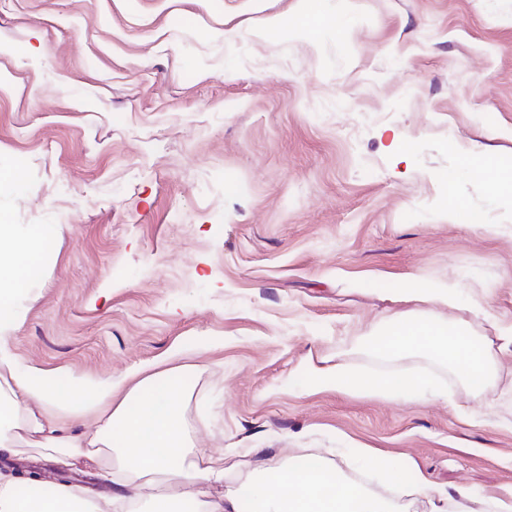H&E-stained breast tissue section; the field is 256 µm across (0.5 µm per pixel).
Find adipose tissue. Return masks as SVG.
Returning a JSON list of instances; mask_svg holds the SVG:
<instances>
[{
  "label": "adipose tissue",
  "instance_id": "adipose-tissue-1",
  "mask_svg": "<svg viewBox=\"0 0 512 512\" xmlns=\"http://www.w3.org/2000/svg\"><path fill=\"white\" fill-rule=\"evenodd\" d=\"M53 225L18 231L0 215V451L23 448L62 451L67 464L90 461L105 469L117 486L112 498L94 501L64 487L53 496L21 497L16 485L0 479V512H135L143 489H152V512H177L188 502L194 512H391L389 502L354 482L322 457H298L285 466L257 465L247 496L225 494L209 499L207 488L223 482V455L198 457L186 447L181 400L185 387L172 371L142 377L121 401H114L117 382L109 378L48 374L36 367L19 368L3 332L13 316L18 290L34 279L51 251ZM497 349L473 342L461 327L443 325L438 313L427 319H400L372 341L374 352L397 356L418 350L446 357L460 379L479 390L494 378L492 361L512 359V325L500 329ZM312 384L359 395L408 399L426 390L420 374H354L311 365ZM93 416V428L69 433L61 417ZM367 467H385L398 494L415 491L436 498L435 512H448V496L433 489L424 476L407 483L402 469L382 465L365 449ZM173 486L157 493L160 484Z\"/></svg>",
  "mask_w": 512,
  "mask_h": 512
}]
</instances>
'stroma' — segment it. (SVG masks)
<instances>
[{
	"label": "stroma",
	"instance_id": "stroma-1",
	"mask_svg": "<svg viewBox=\"0 0 512 512\" xmlns=\"http://www.w3.org/2000/svg\"><path fill=\"white\" fill-rule=\"evenodd\" d=\"M280 21L267 40L268 18ZM512 165V0H0V213L56 227L21 289L18 363L123 381L188 369L189 450L322 456L389 494L359 449L436 488L512 493V360L466 387L447 360L367 337L422 310L474 341L512 323V197L471 157ZM423 372L414 401L310 385L306 362ZM42 449L0 455L35 471ZM413 293L414 299L421 303H435L444 307L455 308L457 293L454 289L445 288H408Z\"/></svg>",
	"mask_w": 512,
	"mask_h": 512
}]
</instances>
